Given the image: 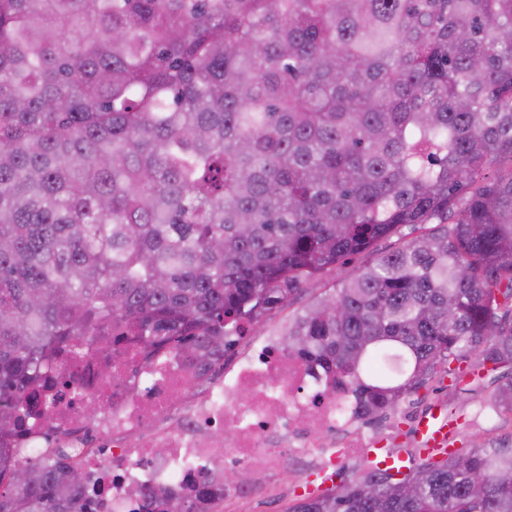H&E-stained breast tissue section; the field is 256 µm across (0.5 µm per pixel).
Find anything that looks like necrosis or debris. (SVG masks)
<instances>
[{"mask_svg":"<svg viewBox=\"0 0 512 512\" xmlns=\"http://www.w3.org/2000/svg\"><path fill=\"white\" fill-rule=\"evenodd\" d=\"M63 378L49 391L37 426L9 442L29 460L75 448L95 491L97 512H143L147 493L166 487L194 498L198 512H244L253 486L195 491L215 467L278 475L288 462H337L371 443L354 397L297 359L277 333L211 376L189 352L92 347L59 355Z\"/></svg>","mask_w":512,"mask_h":512,"instance_id":"1","label":"necrosis or debris"}]
</instances>
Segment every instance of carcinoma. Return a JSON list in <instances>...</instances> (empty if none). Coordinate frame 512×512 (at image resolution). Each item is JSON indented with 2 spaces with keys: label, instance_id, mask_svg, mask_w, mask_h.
Returning <instances> with one entry per match:
<instances>
[{
  "label": "carcinoma",
  "instance_id": "1",
  "mask_svg": "<svg viewBox=\"0 0 512 512\" xmlns=\"http://www.w3.org/2000/svg\"><path fill=\"white\" fill-rule=\"evenodd\" d=\"M362 253L283 330L364 417L455 362L512 371V0H0V439L60 349L211 366ZM87 483L0 445V512H81ZM285 512H512V448Z\"/></svg>",
  "mask_w": 512,
  "mask_h": 512
}]
</instances>
